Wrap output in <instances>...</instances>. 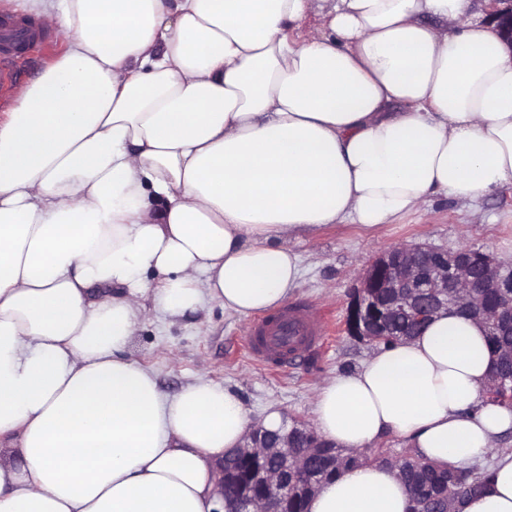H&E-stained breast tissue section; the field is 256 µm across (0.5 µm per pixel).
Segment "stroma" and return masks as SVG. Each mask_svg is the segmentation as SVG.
Here are the masks:
<instances>
[{
    "label": "stroma",
    "mask_w": 512,
    "mask_h": 512,
    "mask_svg": "<svg viewBox=\"0 0 512 512\" xmlns=\"http://www.w3.org/2000/svg\"><path fill=\"white\" fill-rule=\"evenodd\" d=\"M484 221H470L469 204L438 195L416 214L378 230L333 224L293 244L301 278L289 302L321 310L331 330L321 349L273 368L248 353L246 336L258 315L241 319L213 303L199 315L173 323L145 314L129 358L153 370L160 389L177 393L198 379L223 384L243 401L253 421L268 406L309 420L315 387L324 379L358 369L373 352L371 344L342 330L356 276L382 250L423 243L448 251L472 245L503 263H512V185L478 201Z\"/></svg>",
    "instance_id": "1"
}]
</instances>
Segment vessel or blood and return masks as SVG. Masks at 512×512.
Masks as SVG:
<instances>
[{
    "label": "vessel or blood",
    "instance_id": "obj_1",
    "mask_svg": "<svg viewBox=\"0 0 512 512\" xmlns=\"http://www.w3.org/2000/svg\"><path fill=\"white\" fill-rule=\"evenodd\" d=\"M41 41L40 31L24 20L0 17V107L9 103L29 52ZM321 332L318 312L287 306L258 323L247 343L256 360L277 363L315 350Z\"/></svg>",
    "mask_w": 512,
    "mask_h": 512
}]
</instances>
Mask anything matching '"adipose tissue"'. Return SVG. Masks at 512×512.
I'll return each mask as SVG.
<instances>
[{
	"instance_id": "obj_1",
	"label": "adipose tissue",
	"mask_w": 512,
	"mask_h": 512,
	"mask_svg": "<svg viewBox=\"0 0 512 512\" xmlns=\"http://www.w3.org/2000/svg\"><path fill=\"white\" fill-rule=\"evenodd\" d=\"M63 52L0 121V512H224L216 463L252 422L223 385L175 395L126 352L145 311L246 318L300 277L293 241L512 184V49L471 0H14ZM456 310L316 387L347 451L403 440L466 469L464 512H512V409ZM367 461L309 512H408ZM326 25V18L323 11L316 9L292 31V36L298 41L309 39ZM486 472L487 470L485 468L461 470L456 474L461 477L462 481L460 483L457 481L456 484L450 485L448 491L453 494L458 490H464L469 498L476 491L482 479L485 480Z\"/></svg>"
}]
</instances>
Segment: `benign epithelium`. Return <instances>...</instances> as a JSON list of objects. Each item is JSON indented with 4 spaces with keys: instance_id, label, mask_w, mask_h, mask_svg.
Returning <instances> with one entry per match:
<instances>
[{
    "instance_id": "obj_1",
    "label": "benign epithelium",
    "mask_w": 512,
    "mask_h": 512,
    "mask_svg": "<svg viewBox=\"0 0 512 512\" xmlns=\"http://www.w3.org/2000/svg\"><path fill=\"white\" fill-rule=\"evenodd\" d=\"M489 14L512 49V0H491ZM491 288L510 303L487 311L482 289ZM455 308L488 328L490 336L512 335V272L505 264L473 246L455 251L425 245H395L383 250L364 269L351 297L345 329L351 336L373 345L387 336L424 325L442 309ZM507 378L493 373L487 396L502 400ZM289 430L280 434L255 425L246 442L229 453L231 459L253 460L246 479L251 490L240 492L241 476L217 466L219 491L233 512H284L289 490L319 485L317 475L305 466L308 454L321 455L331 444L318 439L299 418H286Z\"/></svg>"
}]
</instances>
